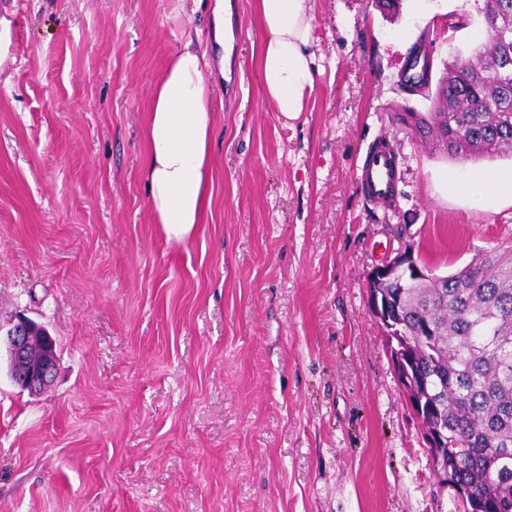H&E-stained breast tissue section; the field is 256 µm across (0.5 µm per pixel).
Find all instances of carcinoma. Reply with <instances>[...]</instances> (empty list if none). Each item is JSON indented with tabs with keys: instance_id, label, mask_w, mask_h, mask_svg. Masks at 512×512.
<instances>
[{
	"instance_id": "carcinoma-1",
	"label": "carcinoma",
	"mask_w": 512,
	"mask_h": 512,
	"mask_svg": "<svg viewBox=\"0 0 512 512\" xmlns=\"http://www.w3.org/2000/svg\"><path fill=\"white\" fill-rule=\"evenodd\" d=\"M503 2L483 0L480 13L491 24L476 60L446 65L434 90L401 81L407 93L433 101L431 131L453 159L512 152V68L500 65L504 46L512 49V7ZM379 290L402 322L400 347L417 374L448 390L441 460L484 501V512H512V246L478 254L440 282Z\"/></svg>"
}]
</instances>
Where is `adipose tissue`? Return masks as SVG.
I'll return each instance as SVG.
<instances>
[{"instance_id":"1","label":"adipose tissue","mask_w":512,"mask_h":512,"mask_svg":"<svg viewBox=\"0 0 512 512\" xmlns=\"http://www.w3.org/2000/svg\"><path fill=\"white\" fill-rule=\"evenodd\" d=\"M258 66L275 112L294 120L316 88L313 0H257ZM207 54L192 44L172 56L156 82L147 114V198L167 240L193 236L210 205L212 112Z\"/></svg>"}]
</instances>
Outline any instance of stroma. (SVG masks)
<instances>
[{"label": "stroma", "mask_w": 512, "mask_h": 512, "mask_svg": "<svg viewBox=\"0 0 512 512\" xmlns=\"http://www.w3.org/2000/svg\"><path fill=\"white\" fill-rule=\"evenodd\" d=\"M214 0H0V325L45 326L52 385L0 347V512H455L398 386L367 277L401 243L445 275L512 245V200L453 191L512 156L458 161L397 115L420 40L433 78L486 43L476 0H314L319 70L284 120L257 66L255 0L212 63L204 224L167 241L143 175L154 84ZM465 16L449 30L448 17ZM395 195L360 181L370 143Z\"/></svg>", "instance_id": "35a3bbf8"}]
</instances>
